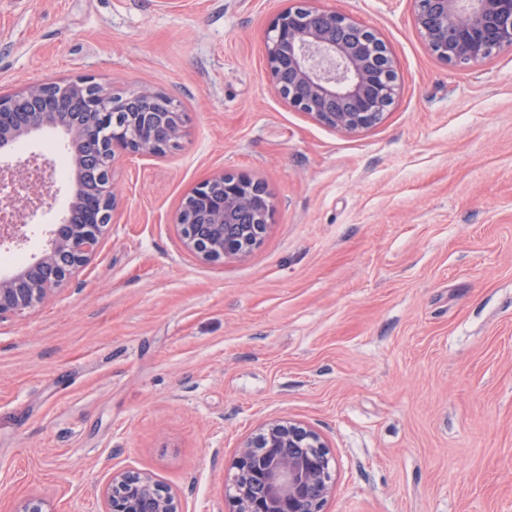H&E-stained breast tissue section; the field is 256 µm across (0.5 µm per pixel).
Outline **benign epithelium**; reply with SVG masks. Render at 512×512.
I'll return each instance as SVG.
<instances>
[{
	"instance_id": "benign-epithelium-1",
	"label": "benign epithelium",
	"mask_w": 512,
	"mask_h": 512,
	"mask_svg": "<svg viewBox=\"0 0 512 512\" xmlns=\"http://www.w3.org/2000/svg\"><path fill=\"white\" fill-rule=\"evenodd\" d=\"M413 21L438 61L468 69L512 53V0H411ZM274 91L298 112L345 134L379 125L395 103L398 74L380 33L313 0H290L266 32ZM187 115L167 93L106 91L91 78L32 81L0 94V244H20L54 186L51 164L14 159L16 143L53 130L71 148L74 186L67 215L49 230L48 248L26 269L0 279V320L32 311L66 287L96 256L114 223L112 168L119 151L154 157L179 150ZM273 217L264 185L220 172L196 186L174 220L184 248L205 262L244 258ZM229 512H324L334 481L328 445L314 428L274 419L248 437L232 463ZM101 512H182L177 494L149 472L117 470Z\"/></svg>"
}]
</instances>
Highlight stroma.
I'll list each match as a JSON object with an SVG mask.
<instances>
[{"instance_id":"obj_1","label":"stroma","mask_w":512,"mask_h":512,"mask_svg":"<svg viewBox=\"0 0 512 512\" xmlns=\"http://www.w3.org/2000/svg\"><path fill=\"white\" fill-rule=\"evenodd\" d=\"M376 27L391 111L347 135L288 107L265 38L288 0H0V93L90 76L161 90L181 150L117 153L90 265L0 320V512H99L111 470L224 512L228 468L276 418L328 442L326 512H512V53L434 59L410 0H321ZM261 181L259 247L204 262L174 224L219 172ZM26 227L40 257L73 180Z\"/></svg>"}]
</instances>
